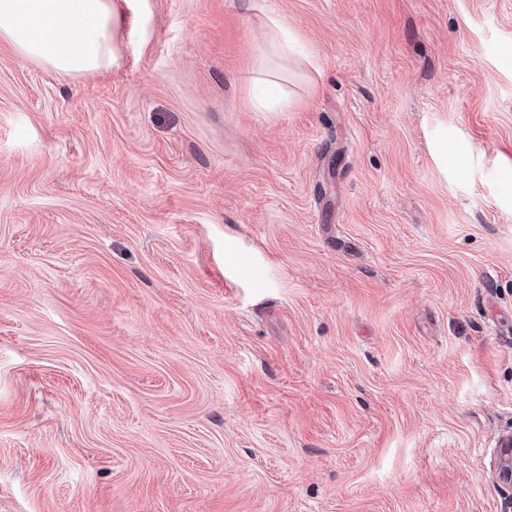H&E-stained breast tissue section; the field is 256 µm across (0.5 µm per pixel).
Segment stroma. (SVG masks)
Listing matches in <instances>:
<instances>
[{
    "label": "stroma",
    "mask_w": 512,
    "mask_h": 512,
    "mask_svg": "<svg viewBox=\"0 0 512 512\" xmlns=\"http://www.w3.org/2000/svg\"><path fill=\"white\" fill-rule=\"evenodd\" d=\"M122 10L0 38V512H512V0ZM120 0H0V37L25 58L61 73L112 65ZM267 22L275 34L272 50L285 57L288 56V52L293 51L299 42L295 33L288 27V23L277 14H271L267 18ZM256 85L261 86L255 94V106L263 112H274L288 105V95L277 82L258 79Z\"/></svg>",
    "instance_id": "stroma-1"
}]
</instances>
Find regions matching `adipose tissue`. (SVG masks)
Masks as SVG:
<instances>
[{"mask_svg": "<svg viewBox=\"0 0 512 512\" xmlns=\"http://www.w3.org/2000/svg\"><path fill=\"white\" fill-rule=\"evenodd\" d=\"M121 21L120 0H0V37L66 74L109 68Z\"/></svg>", "mask_w": 512, "mask_h": 512, "instance_id": "adipose-tissue-1", "label": "adipose tissue"}]
</instances>
